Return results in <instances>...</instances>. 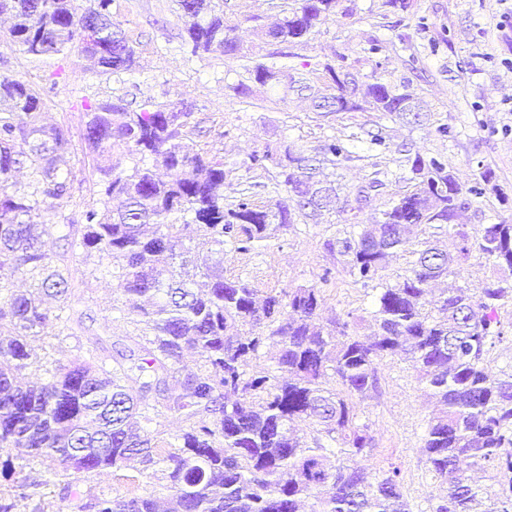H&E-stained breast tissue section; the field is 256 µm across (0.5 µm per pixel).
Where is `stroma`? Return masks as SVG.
<instances>
[{
    "label": "stroma",
    "mask_w": 512,
    "mask_h": 512,
    "mask_svg": "<svg viewBox=\"0 0 512 512\" xmlns=\"http://www.w3.org/2000/svg\"><path fill=\"white\" fill-rule=\"evenodd\" d=\"M288 3L212 0L245 53L269 64L280 60L281 47L264 42L261 31L282 17ZM341 4L342 12L292 47L287 65L318 86L324 66L346 54L356 62L358 81H371L378 72L407 86L423 104L419 117L370 111L325 116L312 111L305 97L283 99L259 86L249 99L231 98L229 85L247 77L243 59L215 49L194 54L184 48L180 0H114L112 19L137 57L135 67L119 75L102 72L75 48L33 61L10 41V19L0 18V78L30 83L43 93L47 123L69 132L62 154L72 176L65 199L37 204L38 221L46 226L42 248L67 280L68 292L64 300L46 301L56 318L29 339L34 355L21 372L24 383L50 382L63 364L89 362L109 370L113 347H141L144 325L117 288L110 260L80 245L86 211L102 207L105 200L98 156L85 139L86 107L102 100L119 97L134 110L148 102H193L185 142L223 158L228 204L241 182L274 181L275 169L247 170L251 153L284 142L309 154L320 141L334 138L354 141L359 155L340 172L343 190L368 182L374 168L396 169L405 151L440 155L462 186L473 185L483 172L492 174L490 189L459 219L468 235L484 224L512 223V0H413L407 11L385 7L383 0ZM371 36L383 44L374 61L362 53ZM403 36L408 39L404 45L399 42ZM442 126L447 135L439 134ZM377 129L384 131L385 144L373 150L364 135ZM382 207L379 200L360 207L341 199L317 222L270 225V236L258 250L225 245L224 276L248 282L261 298L321 284V319H340L351 335L370 339L375 333L374 292L356 283L345 258L326 244L347 225L376 223ZM324 274L329 277L325 283L320 280ZM377 377L378 391L356 405L372 448L353 462L373 473L398 468L410 512H428L439 490L426 473L423 444L436 402L418 384L404 355L378 361ZM25 473L36 486V498L16 499L13 512H32L38 502L45 512H71L59 495L67 485L81 494L162 493L157 480L128 469L77 474L34 460Z\"/></svg>",
    "instance_id": "stroma-1"
}]
</instances>
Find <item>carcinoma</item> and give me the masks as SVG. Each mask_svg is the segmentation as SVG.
Wrapping results in <instances>:
<instances>
[{"mask_svg": "<svg viewBox=\"0 0 512 512\" xmlns=\"http://www.w3.org/2000/svg\"><path fill=\"white\" fill-rule=\"evenodd\" d=\"M185 45L192 53L220 49L229 57L240 44L210 14L211 0H181ZM293 6L265 37L282 45L301 44L321 20L336 15L338 0H292ZM112 0H93L78 11L75 0H0V15L14 23L12 41L27 57L44 61L75 45L105 72L129 71L136 52L111 19ZM85 14L96 16L100 37L87 41L78 28ZM324 66L325 93L313 99L316 112L403 114L415 99L381 77L359 85L347 56ZM288 91L310 90L306 78L288 67L256 62L250 83L230 86L238 99L251 94L250 84ZM0 269L44 273L41 288L57 298L67 295V281L50 271L34 215L36 197L62 200L70 190L57 148L67 130L42 123L43 99L27 82L0 79ZM191 105L145 104L130 110L122 101L103 100L87 108L86 137L102 157L120 145L148 155L170 172L158 178L149 167L130 173L97 166L105 177V195L124 199V209H89L81 245L112 261V277L131 310L146 318L153 338L136 357L118 353L112 373L102 375L91 363L62 365L58 376L41 385H21L16 370L30 359L27 337L50 322V309L32 294H13L0 308V452L25 448L32 458L58 463L77 473L120 470L132 460L140 475L153 477L162 466L171 512H409L399 471L381 476L340 463L329 470V455L350 458L369 450L367 428L357 423L355 404L377 390L376 362L404 352L419 383L440 404L424 438L426 469L441 494L430 512H512V373L494 374L486 358L503 336L499 310L512 302V281L485 282L468 294L445 290L436 307L426 308L431 284L451 274L455 260L438 254L432 238L461 239V255L475 248L487 260L512 272V224H484L474 242L452 223V203L484 195L482 182L460 185L442 157L408 156L409 187L386 203L377 223L344 231L336 239L350 274L364 287L378 290L373 317L377 332L365 342L347 333V324L326 329L314 323L321 288L299 286L256 301L255 289L242 280L224 278L221 261L193 253L185 241L198 237L212 254L224 243L243 251L262 246L272 224L313 220L322 208L298 203L311 193L320 201L339 198L336 187L320 179L321 169L338 171L357 156L342 142L325 139L310 157L287 144L265 148L249 157L247 169H278L286 196L270 206L256 204L257 184L240 186L235 202L224 204V160L194 151L181 142ZM27 149L19 152L16 142ZM37 176L32 191L14 187L12 161ZM389 172L377 170L357 187L355 201H371L385 188ZM409 252L412 260L395 284L383 283L390 254ZM198 261L203 281L191 288L178 268ZM274 348L271 365L249 374L243 366ZM196 350L201 365L186 372L177 387L168 378L180 371L182 352ZM189 422L178 437V451L164 454L138 426L149 401ZM304 418L329 443L315 446L290 432ZM490 474L491 485H472L459 468L461 459ZM25 465L15 474L11 497L30 498ZM9 497V498H11ZM5 497L0 512H11ZM61 499L76 501L78 512H159L151 496H89L64 488Z\"/></svg>", "mask_w": 512, "mask_h": 512, "instance_id": "obj_1", "label": "carcinoma"}]
</instances>
